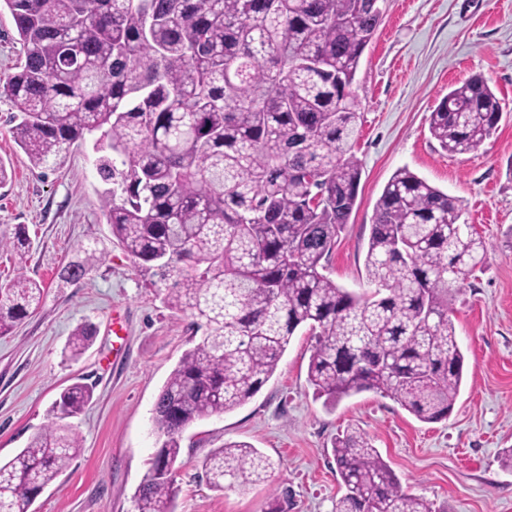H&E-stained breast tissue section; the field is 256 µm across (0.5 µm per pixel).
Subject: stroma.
I'll return each instance as SVG.
<instances>
[{"instance_id":"obj_1","label":"stroma","mask_w":512,"mask_h":512,"mask_svg":"<svg viewBox=\"0 0 512 512\" xmlns=\"http://www.w3.org/2000/svg\"><path fill=\"white\" fill-rule=\"evenodd\" d=\"M482 77L503 115L477 150L450 154L429 132L430 112L450 86ZM352 91L362 124L354 153L362 167L357 206L329 259L327 274L359 292L374 205L400 168L459 198L463 221L486 244L487 261L448 295L465 355L451 414L423 423L389 397L364 392L329 409L307 382L313 339L293 336L273 377L245 405L190 426L175 465L176 512H265L273 496L285 512H335L345 493L332 454L344 430L364 433L405 492L434 512H512V0H387ZM11 104L0 99V232L26 225L25 265L0 251V283L17 270L45 288L39 309L0 337V461L13 458L48 425L69 385L92 386L93 399L68 423L82 448L36 499L34 512H136L163 437L153 422L158 394L192 345L194 317L162 302L152 277L113 239L101 207L104 182L93 139L66 147L36 168L16 145ZM105 252L84 278L59 272L79 246ZM125 336L112 334V312ZM97 329L77 359L67 343L82 323ZM246 442L269 457L264 479L211 490L202 461L215 448Z\"/></svg>"}]
</instances>
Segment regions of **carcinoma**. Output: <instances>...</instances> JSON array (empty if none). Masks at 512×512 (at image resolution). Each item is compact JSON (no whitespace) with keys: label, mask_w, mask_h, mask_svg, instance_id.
Here are the masks:
<instances>
[{"label":"carcinoma","mask_w":512,"mask_h":512,"mask_svg":"<svg viewBox=\"0 0 512 512\" xmlns=\"http://www.w3.org/2000/svg\"><path fill=\"white\" fill-rule=\"evenodd\" d=\"M24 59L0 76V98L20 122L16 144L35 167L99 131L96 170L109 184L102 209L112 236L156 278L163 302L191 311L200 341L171 371L153 409L166 440L136 496L137 512H175L182 432L231 411L269 381L295 333L315 338L314 395L333 408L365 391L419 421L452 412L465 358L448 293L487 249L461 201L407 168L378 198L365 256L372 291L324 274L356 206L362 169L352 152L360 103L351 91L382 23V0H0ZM502 107L479 76L448 91L429 130L448 153L472 152L496 131ZM23 224L0 236L18 272L0 285V335L44 298L26 277ZM60 273L79 280L104 252L78 249ZM78 325L75 357L93 340ZM87 385L65 388L55 421L0 463V512L31 507L77 455L61 421L84 411ZM332 451L345 494L336 512H432L402 490L357 431ZM269 465L245 442L202 462L207 485L248 483Z\"/></svg>","instance_id":"1"}]
</instances>
